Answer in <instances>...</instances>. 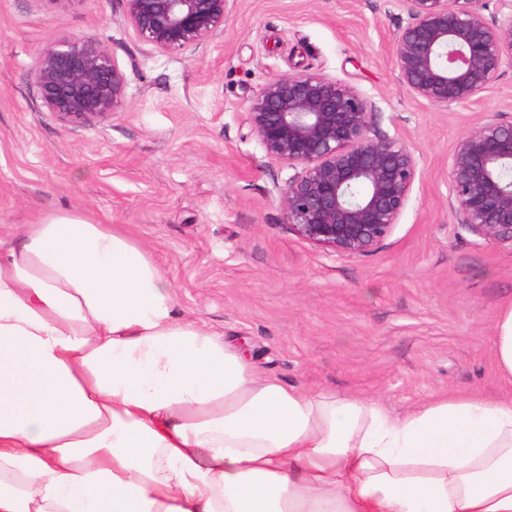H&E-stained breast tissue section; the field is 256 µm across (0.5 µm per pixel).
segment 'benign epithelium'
Listing matches in <instances>:
<instances>
[{"instance_id":"benign-epithelium-1","label":"benign epithelium","mask_w":512,"mask_h":512,"mask_svg":"<svg viewBox=\"0 0 512 512\" xmlns=\"http://www.w3.org/2000/svg\"><path fill=\"white\" fill-rule=\"evenodd\" d=\"M409 16L391 57L408 92L451 110L477 103L512 69V0L488 23L481 0H397ZM126 19L160 53L202 45L224 26L226 0H125ZM43 103L67 123L104 118L125 97L123 75L102 44L72 38L45 47L34 73ZM266 153L297 169L281 194L302 240L338 256L371 252L406 209L419 161L398 138L368 136L366 98L343 80L299 70L264 84L247 107ZM512 120H486L457 140L448 199L458 227L512 247Z\"/></svg>"}]
</instances>
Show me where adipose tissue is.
<instances>
[{
	"label": "adipose tissue",
	"instance_id": "1",
	"mask_svg": "<svg viewBox=\"0 0 512 512\" xmlns=\"http://www.w3.org/2000/svg\"><path fill=\"white\" fill-rule=\"evenodd\" d=\"M0 512H512V396L283 385L123 231L51 213L0 247Z\"/></svg>",
	"mask_w": 512,
	"mask_h": 512
}]
</instances>
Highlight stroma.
I'll return each mask as SVG.
<instances>
[{"label":"stroma","mask_w":512,"mask_h":512,"mask_svg":"<svg viewBox=\"0 0 512 512\" xmlns=\"http://www.w3.org/2000/svg\"><path fill=\"white\" fill-rule=\"evenodd\" d=\"M396 0H227L204 45L159 53L124 0H0V240L48 212L120 225L174 287L178 310L286 385L381 400L401 415L444 394L512 395L492 348L512 300V249L458 235L448 159L458 137L512 120V69L474 105L444 111L403 87ZM84 37L112 52L122 105L83 125L43 104V48ZM297 69L339 78L371 105L370 137L419 160L409 204L373 251L300 239L280 204L294 171L251 135L249 99Z\"/></svg>","instance_id":"stroma-1"}]
</instances>
